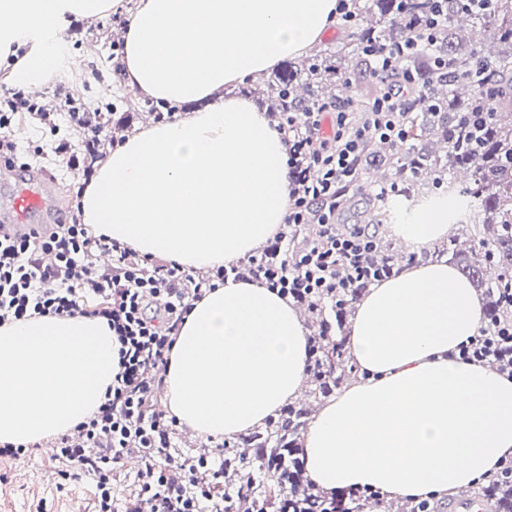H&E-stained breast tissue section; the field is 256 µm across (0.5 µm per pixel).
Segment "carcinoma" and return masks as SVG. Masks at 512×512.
<instances>
[{"label": "carcinoma", "instance_id": "carcinoma-1", "mask_svg": "<svg viewBox=\"0 0 512 512\" xmlns=\"http://www.w3.org/2000/svg\"><path fill=\"white\" fill-rule=\"evenodd\" d=\"M448 25L435 33L436 49L448 60V83L436 81L425 57L409 61L429 85L433 104L418 97L405 112L406 137L400 143L374 142L361 159L364 179L376 174L387 186L401 187L402 199L381 191L369 197L364 218L378 224L400 221L415 206L427 204L438 189L448 190L453 203L448 223L470 226L472 244L462 247L448 238V263L482 291L487 305L485 326L512 317V307L499 300L498 288L512 280V0H495L485 11L465 12L459 0H447ZM361 24L347 31L334 49L290 62L265 82L267 93L290 112H304L315 102L336 99L349 83L346 60L359 56L364 39L392 43L407 31L397 0H353ZM486 101L494 110L484 112ZM481 118L479 138H466L468 124ZM430 250L404 256L377 238L370 275L326 298L333 313L330 334L318 337L317 370L309 375V396L324 401L350 378L357 367L346 355L345 328L353 304L375 283V276L395 275L405 261H425ZM312 405L288 404L265 427L224 442L227 470L237 482L224 485V512H330L323 495L304 479L301 434ZM483 512H512V465L494 472L477 487ZM440 512V505L419 501L398 506L367 496L351 505L354 512Z\"/></svg>", "mask_w": 512, "mask_h": 512}]
</instances>
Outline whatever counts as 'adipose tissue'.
Returning a JSON list of instances; mask_svg holds the SVG:
<instances>
[{"mask_svg":"<svg viewBox=\"0 0 512 512\" xmlns=\"http://www.w3.org/2000/svg\"><path fill=\"white\" fill-rule=\"evenodd\" d=\"M120 0H0L7 80L36 92L61 79L71 20ZM339 0H138L120 64L126 85L212 107L147 127L110 148L82 195L85 223L140 255L207 271L272 239L288 204L287 151L269 118L224 87L319 43ZM448 208L395 231L415 245L447 236ZM484 320L446 259L370 288L346 348L366 381L327 400L303 439L308 479L326 492L371 487L419 498L473 487L512 455V379L453 358ZM307 331L288 297L255 281L217 284L187 314L163 376L165 407L193 435L232 439L297 398Z\"/></svg>","mask_w":512,"mask_h":512,"instance_id":"ef3b65f1","label":"adipose tissue"}]
</instances>
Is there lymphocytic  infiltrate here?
I'll list each match as a JSON object with an SVG mask.
<instances>
[{
  "mask_svg": "<svg viewBox=\"0 0 512 512\" xmlns=\"http://www.w3.org/2000/svg\"><path fill=\"white\" fill-rule=\"evenodd\" d=\"M398 2L413 12L410 0ZM441 2L426 0L421 12H413L410 32L397 44L360 43V55L384 82L363 117H354L349 100L340 99L308 113L306 122L289 114L279 124L288 146L285 224L318 227L315 239L297 253H289L281 234L250 268L220 266L214 279L201 280L175 262L139 259L131 249L94 235L78 207L62 223L0 237V325L47 315H96L106 319L121 344V370L96 413L77 425L75 435H61L53 444L63 480L83 475L93 480L94 512H224V498L216 492L224 482V448L172 464L169 449L177 422L153 402L162 383L158 371L168 364L191 302L212 280H256L298 302L363 279L375 237L362 224L337 231L339 200L343 189L360 181L367 141H402L403 113L421 88L418 74L404 62L434 46V33L448 17ZM21 112L37 116L41 109L23 92L12 91L0 110V158L10 167L17 152L10 129ZM87 285L95 295L90 305L82 297ZM458 355L496 364L512 379V320L471 337ZM131 453L141 462L138 488L120 499L112 492V478Z\"/></svg>",
  "mask_w": 512,
  "mask_h": 512,
  "instance_id": "f902f5d3",
  "label": "lymphocytic infiltrate"
}]
</instances>
